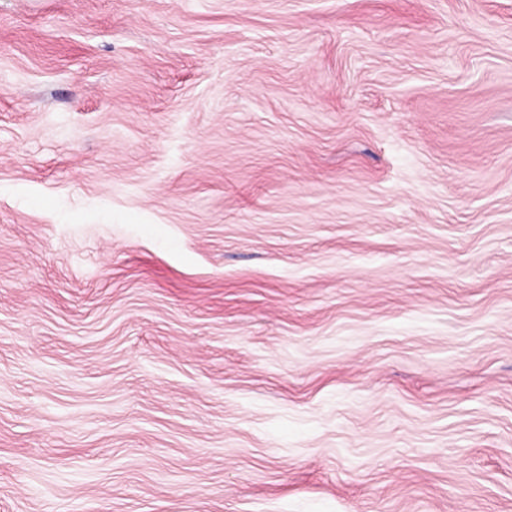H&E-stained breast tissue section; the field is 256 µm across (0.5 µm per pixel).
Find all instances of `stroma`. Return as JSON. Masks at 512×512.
I'll return each mask as SVG.
<instances>
[{
	"mask_svg": "<svg viewBox=\"0 0 512 512\" xmlns=\"http://www.w3.org/2000/svg\"><path fill=\"white\" fill-rule=\"evenodd\" d=\"M0 512H512V0H0Z\"/></svg>",
	"mask_w": 512,
	"mask_h": 512,
	"instance_id": "obj_1",
	"label": "stroma"
}]
</instances>
